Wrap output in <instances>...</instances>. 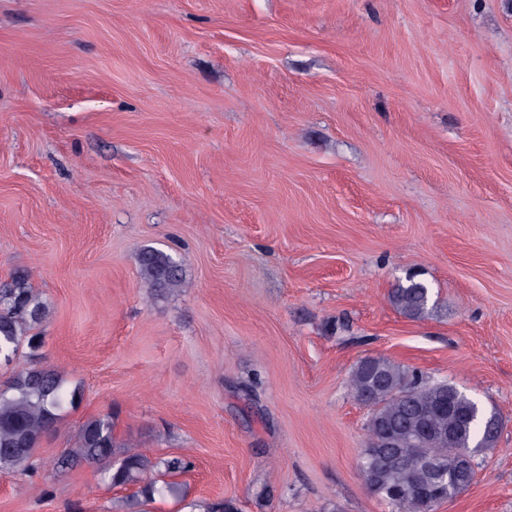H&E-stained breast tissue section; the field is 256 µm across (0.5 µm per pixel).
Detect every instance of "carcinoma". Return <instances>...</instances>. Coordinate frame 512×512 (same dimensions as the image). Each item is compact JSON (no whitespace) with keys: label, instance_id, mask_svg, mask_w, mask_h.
Wrapping results in <instances>:
<instances>
[{"label":"carcinoma","instance_id":"cac0c4a2","mask_svg":"<svg viewBox=\"0 0 512 512\" xmlns=\"http://www.w3.org/2000/svg\"><path fill=\"white\" fill-rule=\"evenodd\" d=\"M138 266L153 297L166 298L182 288L183 269L172 255L146 247ZM388 299L403 315L419 319L428 312L430 288L419 275H408ZM48 314V303L31 287L27 273L0 281V363H12L25 345H40L34 329ZM349 388L356 398L373 399L376 427L367 430L360 470L369 492L393 512H431L448 494H460L455 480L467 461L496 447L499 433L486 430L479 418L470 420L476 401L446 380L425 378L385 357H367L352 371ZM77 400L78 391L46 361L1 385L0 470L32 468L41 439ZM82 465L95 468L113 487L135 488L122 501L125 512H146L144 506L158 497L184 499L186 487L174 477L192 467L183 457H151L134 442H117L110 414L84 423L68 453L40 461L59 474Z\"/></svg>","mask_w":512,"mask_h":512}]
</instances>
